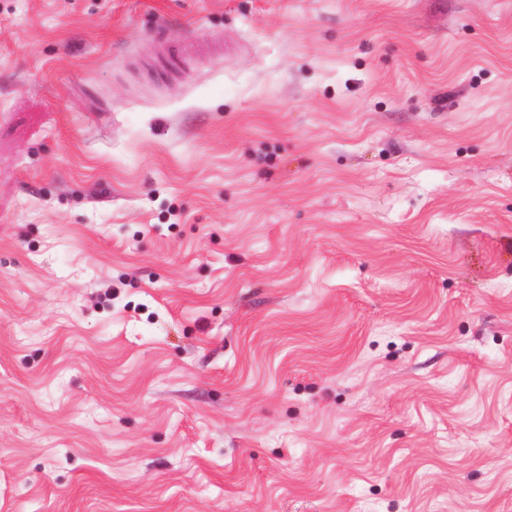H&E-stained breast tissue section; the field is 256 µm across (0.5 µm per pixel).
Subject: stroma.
<instances>
[{"instance_id":"obj_1","label":"stroma","mask_w":512,"mask_h":512,"mask_svg":"<svg viewBox=\"0 0 512 512\" xmlns=\"http://www.w3.org/2000/svg\"><path fill=\"white\" fill-rule=\"evenodd\" d=\"M0 512H512V0H0Z\"/></svg>"}]
</instances>
